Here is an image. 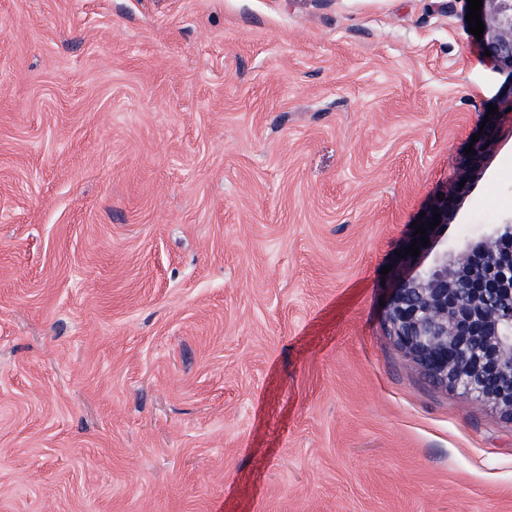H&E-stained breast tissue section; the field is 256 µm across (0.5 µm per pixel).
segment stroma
I'll use <instances>...</instances> for the list:
<instances>
[{
    "instance_id": "obj_1",
    "label": "stroma",
    "mask_w": 512,
    "mask_h": 512,
    "mask_svg": "<svg viewBox=\"0 0 512 512\" xmlns=\"http://www.w3.org/2000/svg\"><path fill=\"white\" fill-rule=\"evenodd\" d=\"M467 12L0 0V512H512V420L380 304L458 177L449 244L512 216Z\"/></svg>"
}]
</instances>
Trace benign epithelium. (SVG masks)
I'll return each instance as SVG.
<instances>
[{
  "label": "benign epithelium",
  "instance_id": "obj_1",
  "mask_svg": "<svg viewBox=\"0 0 512 512\" xmlns=\"http://www.w3.org/2000/svg\"><path fill=\"white\" fill-rule=\"evenodd\" d=\"M482 50L496 68L512 69V0H482ZM486 130L467 155L475 165L488 150ZM456 185L434 198L423 218L448 223ZM419 256L406 255L409 273L390 289L386 322L405 356L441 386L493 406L512 419V251L483 242L466 246L459 264L448 241L427 230Z\"/></svg>",
  "mask_w": 512,
  "mask_h": 512
}]
</instances>
